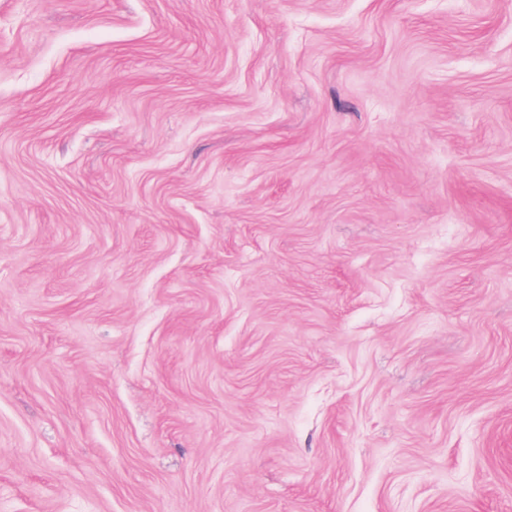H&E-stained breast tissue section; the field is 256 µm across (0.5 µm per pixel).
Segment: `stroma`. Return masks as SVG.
Masks as SVG:
<instances>
[{"label": "stroma", "mask_w": 512, "mask_h": 512, "mask_svg": "<svg viewBox=\"0 0 512 512\" xmlns=\"http://www.w3.org/2000/svg\"><path fill=\"white\" fill-rule=\"evenodd\" d=\"M0 512H512V0H0Z\"/></svg>", "instance_id": "stroma-1"}]
</instances>
